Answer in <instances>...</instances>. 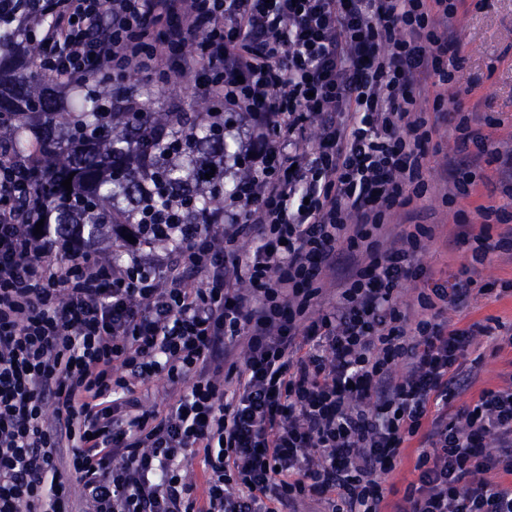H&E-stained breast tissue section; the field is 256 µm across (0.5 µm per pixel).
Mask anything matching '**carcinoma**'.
Returning <instances> with one entry per match:
<instances>
[{
    "instance_id": "1",
    "label": "carcinoma",
    "mask_w": 512,
    "mask_h": 512,
    "mask_svg": "<svg viewBox=\"0 0 512 512\" xmlns=\"http://www.w3.org/2000/svg\"><path fill=\"white\" fill-rule=\"evenodd\" d=\"M39 0H8L0 8V150L34 163L32 186L45 206L43 234L68 255L104 240L139 238L150 224H207L224 206L238 167L224 137V108L182 112L142 104L134 87L98 71L70 89L40 68L44 45L34 35ZM210 179H205V174ZM72 177V190L61 186Z\"/></svg>"
}]
</instances>
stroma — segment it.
<instances>
[{
  "label": "stroma",
  "instance_id": "stroma-1",
  "mask_svg": "<svg viewBox=\"0 0 512 512\" xmlns=\"http://www.w3.org/2000/svg\"><path fill=\"white\" fill-rule=\"evenodd\" d=\"M454 28L461 41L462 67L457 74L459 102L464 114L470 118L472 128L491 135L504 150L512 149V0H486L482 9L459 13ZM132 84L146 86L153 105L178 103L191 112L206 108L205 98L193 94L186 78L172 74L167 82H158L156 76L134 73ZM454 126L444 124L434 134L430 144L432 174L425 196L416 207L420 221L435 227V236L428 242L420 259L431 268L435 283L452 280L462 268H470L480 292L465 307L448 312L450 323L465 329L487 318L498 319L512 325V295L503 294L504 285L512 286V247L504 246L490 251L484 264L471 259L474 241L451 244L457 232L459 215L474 217L475 208L504 206L508 200L496 188L498 174L495 166L476 170L475 193L448 204L446 197L451 185L447 174L449 157L454 154ZM466 366L472 367L475 381L463 401H470L486 387L501 385L507 374L512 373V350L493 352L485 337L465 357Z\"/></svg>",
  "mask_w": 512,
  "mask_h": 512
}]
</instances>
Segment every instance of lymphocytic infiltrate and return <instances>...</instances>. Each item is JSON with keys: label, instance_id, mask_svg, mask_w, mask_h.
<instances>
[{"label": "lymphocytic infiltrate", "instance_id": "obj_1", "mask_svg": "<svg viewBox=\"0 0 512 512\" xmlns=\"http://www.w3.org/2000/svg\"><path fill=\"white\" fill-rule=\"evenodd\" d=\"M467 2L47 0L46 73L174 70L238 114L251 175L220 237L164 224L166 253L93 261L31 241V163L0 154V512H512V375L457 402L495 333L448 322L474 281L401 306L433 227L381 241L428 188ZM455 131L449 200L483 161L512 197V150ZM158 375L169 397L146 405L134 386ZM412 442L417 479L388 503Z\"/></svg>", "mask_w": 512, "mask_h": 512}]
</instances>
